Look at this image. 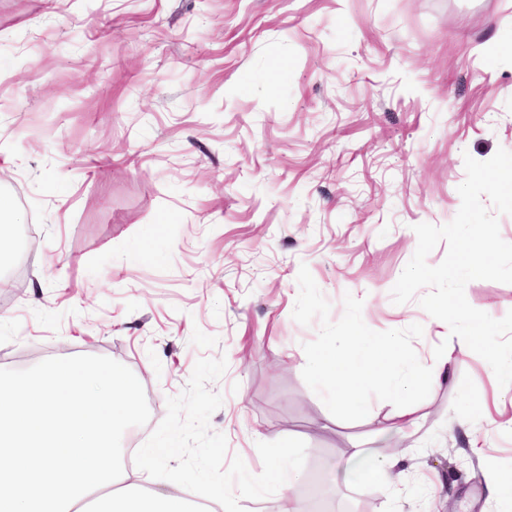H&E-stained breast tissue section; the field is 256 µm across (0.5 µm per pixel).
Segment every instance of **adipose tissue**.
Here are the masks:
<instances>
[{"mask_svg":"<svg viewBox=\"0 0 512 512\" xmlns=\"http://www.w3.org/2000/svg\"><path fill=\"white\" fill-rule=\"evenodd\" d=\"M311 369L341 403L380 376L401 396L448 377L447 366L423 371L401 344L380 346L359 327L336 337ZM138 387L101 362L59 360L0 375V512H88L91 502L103 512H199L200 501H218L192 486L141 491L139 475L121 467L116 434L140 418Z\"/></svg>","mask_w":512,"mask_h":512,"instance_id":"adipose-tissue-1","label":"adipose tissue"}]
</instances>
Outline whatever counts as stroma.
Returning <instances> with one entry per match:
<instances>
[{
	"instance_id": "stroma-1",
	"label": "stroma",
	"mask_w": 512,
	"mask_h": 512,
	"mask_svg": "<svg viewBox=\"0 0 512 512\" xmlns=\"http://www.w3.org/2000/svg\"><path fill=\"white\" fill-rule=\"evenodd\" d=\"M512 0H0V373L56 360L139 378L140 448L202 358L228 456L296 437L299 512H512V386L474 352L402 399L337 408L310 363L343 325L446 336L391 290L413 227L459 210L464 158L512 151ZM499 319L512 284L474 280ZM483 395L477 412L465 393ZM411 404L422 427L387 433ZM489 448L472 453V441ZM415 446L397 489L367 451Z\"/></svg>"
}]
</instances>
